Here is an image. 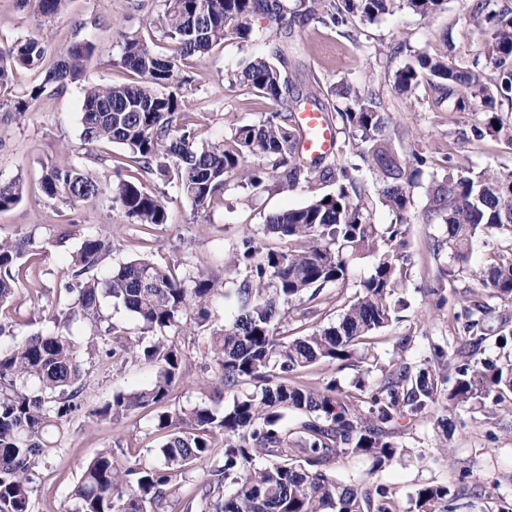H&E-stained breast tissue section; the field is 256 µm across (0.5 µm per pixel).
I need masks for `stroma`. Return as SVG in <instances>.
Instances as JSON below:
<instances>
[{
	"instance_id": "stroma-1",
	"label": "stroma",
	"mask_w": 512,
	"mask_h": 512,
	"mask_svg": "<svg viewBox=\"0 0 512 512\" xmlns=\"http://www.w3.org/2000/svg\"><path fill=\"white\" fill-rule=\"evenodd\" d=\"M476 2L448 0L445 11L431 19L408 11L385 15L356 39L348 36L346 28L330 29L311 21L295 26L278 43L287 53V72L296 91L305 92L317 85L326 90L348 84L379 87L394 116L389 133L401 152H422L437 162L449 155L455 164L466 168L512 171V146L505 140L465 139V131L478 122V115L450 107L431 112L423 104L426 87H419L408 97L397 94L393 87L395 72L410 55L431 53L448 43L459 59L477 51L482 37L469 21ZM161 9L162 0H67L60 14L39 27L18 9L15 0H0V41L38 37L63 47L79 36L96 46L80 81L42 98L35 110L22 118L0 119V181L18 178L25 185L22 200L0 212V237H29L44 246L31 267L28 283L18 288L11 300L16 335L47 328L45 313L54 309L70 256L88 233L111 240L112 252L106 259L110 268L144 254L181 269L190 265L213 272L223 282L213 309L219 317H231L238 310L236 289L242 276L231 266L230 256L243 230H250L256 243L269 244L264 231L266 217L301 206L308 199L301 191L254 198L234 178L226 184L220 201L198 215L172 188L168 191L167 223L145 231L123 216L111 196L69 207L42 193L44 165L65 157L79 159L101 180L111 181L112 159L122 149L108 143L83 148V87L133 82V73L118 64L121 43L117 31H137L163 45L161 33L148 26ZM270 49L260 38L244 45L228 40L187 64L184 74L188 83L182 93L187 111L197 118L201 143L224 140L231 127L258 122L269 111L266 100L248 88L229 85L226 76L246 56ZM431 180V169H424L412 191L406 236L409 278L400 290L407 308L369 343L357 345L351 359L314 364L295 373L294 381L314 390L334 381L347 396L355 394V383L361 378L370 388H377L383 369L403 363L419 366L430 359L434 344L453 350L455 316L462 312L464 299L473 293L490 299V291L465 273L447 283L444 294L448 303L444 308L432 306L426 295L427 288L437 284L439 268L448 264L447 252L433 250L435 241L445 238L446 227L427 220L424 213V192ZM64 230L69 231V238L64 245H56ZM373 263L368 255L351 260L345 285L326 286L316 300L287 310L279 324L281 337L288 341L335 322L360 283L371 274ZM180 342L185 379L168 399L165 408L169 411L214 400L210 379L214 366L202 352L200 337L187 335ZM152 373L151 367L119 355L109 366L92 365L81 411L72 415L62 445L50 463L35 472L33 512H73L71 490L83 467L101 449H114L118 463L127 466L138 460L158 462L162 436L155 427L153 411H135L114 421L93 415L113 392L143 385ZM443 419L455 425L451 436H443L438 426ZM397 435L404 448L398 461L378 467L369 456L346 454L331 462V475L362 493L387 488L399 512H417L416 493L431 484L448 485V512H512V401L469 402L455 407L442 401L424 417L400 419ZM223 462L224 442L219 439L209 462L169 485L167 512H183L188 497L199 487L216 482V469Z\"/></svg>"
}]
</instances>
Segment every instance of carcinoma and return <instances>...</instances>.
<instances>
[{
  "instance_id": "obj_1",
  "label": "carcinoma",
  "mask_w": 512,
  "mask_h": 512,
  "mask_svg": "<svg viewBox=\"0 0 512 512\" xmlns=\"http://www.w3.org/2000/svg\"><path fill=\"white\" fill-rule=\"evenodd\" d=\"M18 8H32L47 21L66 0H16ZM303 13H290L283 0H163L162 11L151 21L169 43L162 52L133 32L121 34L120 64L136 74L127 84L93 85L84 89L80 107L81 137L85 144L115 143L125 150L114 161V180L107 188L86 166L50 162L44 167L41 190L69 206L112 194L121 213L148 230L168 221V193L147 187L155 177L173 185L196 213L208 211L228 180L245 174L254 196L269 190L302 191L309 200L267 217L265 232L281 241L263 248L246 234L233 256L243 273L237 289L239 310L203 337V352L216 365V392L232 394L220 408L201 404L156 414V427L165 432L159 447L161 463L137 461L122 466L110 448L100 450L83 468L73 489L75 512H163L165 487L172 479L210 459L214 439L224 437L222 482L208 485L189 499L185 512H396L389 492L376 490L378 500L362 496L327 473L339 454L368 455L382 466L396 461L402 448L395 427L407 415H423L446 395L448 404L490 398H512V360L504 365L476 358L487 336L502 341L512 336L507 317L476 301L464 307L458 353L470 359L456 367L451 387L440 371L445 356L433 347L435 363L417 371L402 366L391 371L383 387L367 392L356 382L370 418L357 416L341 398L336 382L312 390L280 376L322 361H345L354 346L388 325L405 301L398 289L407 281L403 254L411 203L420 167L432 163L423 153L400 155L388 136L390 113L374 86L348 85L330 89L349 101L334 107L341 124L335 151L310 158L301 149L306 133L295 114L306 105L326 112L327 104L315 89L293 92L286 76L288 57L276 46L267 55L245 58L227 75L229 84L246 85L268 100L273 111L256 123L238 125L223 141L201 144L197 124L182 111V66L201 58L226 40L251 41L255 16L266 30L278 34L309 20L326 27L351 26V37L380 17L407 9L422 17L442 10L446 0H308ZM471 20L482 35V46L466 64L448 51L418 53L394 74V89L413 93L422 83L431 88L424 100L433 112L444 104L458 112L474 105L494 108L512 103V9L485 11L477 3ZM95 46L74 39L64 48L39 38L13 41L0 49V112L24 115L35 103L78 80ZM37 73L26 94H13L17 71ZM473 139L506 138L512 146V117L494 112L483 126L471 128ZM326 184L332 193L320 192ZM24 183L15 178L0 182V211L18 204ZM388 208L395 222L376 224L378 206ZM426 218L447 227L448 269L439 276L455 279L467 271L494 297L512 302V247L470 265L481 232L495 230L512 238V171H456L446 166L432 179L426 193ZM111 244L87 234L71 256L61 289L71 297L66 322L101 321L102 302L109 298L136 316L143 329L159 332L148 340L126 342L116 327L118 347L152 366L154 375L143 386L120 390L100 404L94 415L118 420L133 411L160 407L182 379L183 356L175 337L209 325L218 279L196 269L184 275L139 256L100 277L98 270ZM31 238H0V512H31L32 472L46 464L60 447L71 416L81 410L87 360L109 358L115 352L90 339L81 344L58 330L21 338L4 322V306L13 297L30 266L23 259L40 254ZM361 251L375 257L371 275L336 323L285 342L279 338L281 307L312 301L328 284L343 285L350 259ZM306 417L297 432L283 426V412ZM264 460L262 465L256 459ZM450 490L444 484L426 485L417 492L419 512H448Z\"/></svg>"
}]
</instances>
